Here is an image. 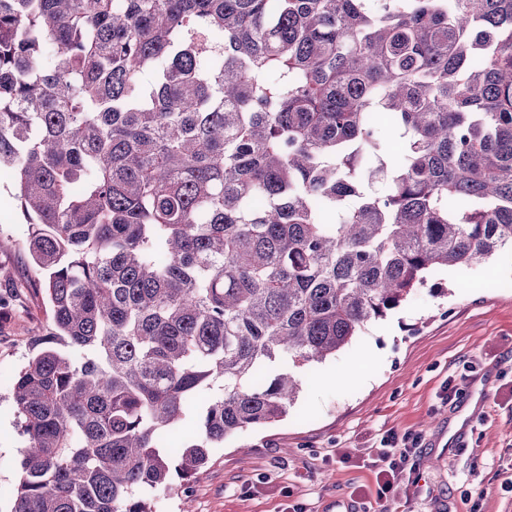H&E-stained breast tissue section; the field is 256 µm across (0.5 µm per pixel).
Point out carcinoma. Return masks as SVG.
<instances>
[{
  "label": "carcinoma",
  "instance_id": "cac0c4a2",
  "mask_svg": "<svg viewBox=\"0 0 512 512\" xmlns=\"http://www.w3.org/2000/svg\"><path fill=\"white\" fill-rule=\"evenodd\" d=\"M0 170L51 314L10 512H153L512 245V0H0Z\"/></svg>",
  "mask_w": 512,
  "mask_h": 512
}]
</instances>
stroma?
<instances>
[{
  "mask_svg": "<svg viewBox=\"0 0 512 512\" xmlns=\"http://www.w3.org/2000/svg\"><path fill=\"white\" fill-rule=\"evenodd\" d=\"M29 233L0 176V512L21 475L11 384L49 324ZM298 374L286 417L210 449L155 512H512V250L434 272ZM390 430L419 437L415 480L380 499L366 460Z\"/></svg>",
  "mask_w": 512,
  "mask_h": 512,
  "instance_id": "obj_1",
  "label": "stroma"
}]
</instances>
